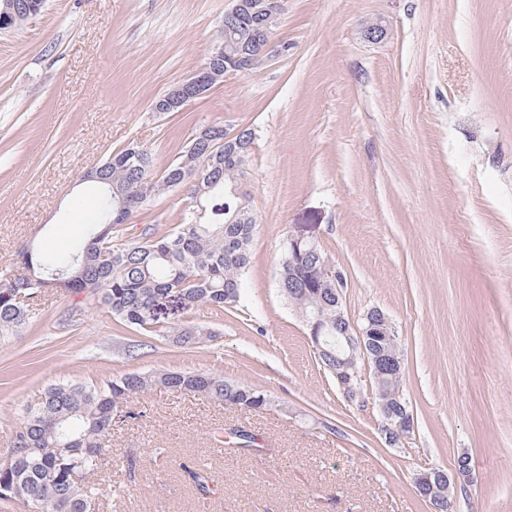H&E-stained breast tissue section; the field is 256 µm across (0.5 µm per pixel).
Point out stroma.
Here are the masks:
<instances>
[{
	"label": "stroma",
	"mask_w": 512,
	"mask_h": 512,
	"mask_svg": "<svg viewBox=\"0 0 512 512\" xmlns=\"http://www.w3.org/2000/svg\"><path fill=\"white\" fill-rule=\"evenodd\" d=\"M233 0H46L0 30V271L32 241L66 247L96 211L91 167L130 142L163 170L202 126L254 134L257 214L240 306L160 301L161 330L115 321L84 293L47 291L0 339V463L21 408L58 381L208 371L267 391L244 412L156 389L113 426L96 512H432L422 467L470 482L453 512H512V0H283L277 53L178 112L156 98L206 62ZM379 36H371V28ZM82 199L74 213L70 205ZM188 187L156 195L122 234L165 235ZM343 271L352 325L380 309L402 344L415 430L391 446L369 377L346 399L282 294V245ZM210 334L179 344L171 327ZM262 437L233 445L231 426ZM207 470L199 497L184 469ZM469 476H470V464H469L468 455L465 453H461L457 457L453 477L450 478L448 476V487L445 488L446 494L444 497V501H443V503L440 504V510L435 511V512L451 511L453 492H452V495H451V493L448 495V491L450 489V484H453L454 486H456L458 484V482H461V480L465 481L466 479H469Z\"/></svg>",
	"instance_id": "35a3bbf8"
}]
</instances>
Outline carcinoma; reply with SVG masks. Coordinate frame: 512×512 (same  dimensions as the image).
I'll list each match as a JSON object with an SVG mask.
<instances>
[{
  "instance_id": "carcinoma-1",
  "label": "carcinoma",
  "mask_w": 512,
  "mask_h": 512,
  "mask_svg": "<svg viewBox=\"0 0 512 512\" xmlns=\"http://www.w3.org/2000/svg\"><path fill=\"white\" fill-rule=\"evenodd\" d=\"M264 30L258 16L224 23V61L248 51ZM233 152L224 151V127L196 135L160 174L152 154L131 143L97 166L101 189L96 218L65 249H21L17 273L0 276V337L13 336L36 315L32 299L51 288L82 292L101 303L119 323L146 332L158 324L156 302L173 296L181 308L222 311L243 299L256 217L244 186L253 133L242 130ZM189 185L191 205L180 224L163 236L137 240L120 235L121 225L151 197ZM325 256L319 248L302 266H288L283 243L279 287L307 320H320L321 338L336 343V289L316 285ZM185 345L211 335L191 325L172 328ZM371 348L404 361L398 336L380 332ZM403 372L387 371L375 384L378 405L400 419L393 394ZM154 388L206 395L226 406L259 411L272 406L264 390L224 380L210 372H131L103 384L59 382L22 409L23 426L9 460L0 464V500L27 512H95L103 487L90 482L102 472V448L114 420L134 418L130 399ZM238 449L259 452V437L244 426L230 429Z\"/></svg>"
}]
</instances>
